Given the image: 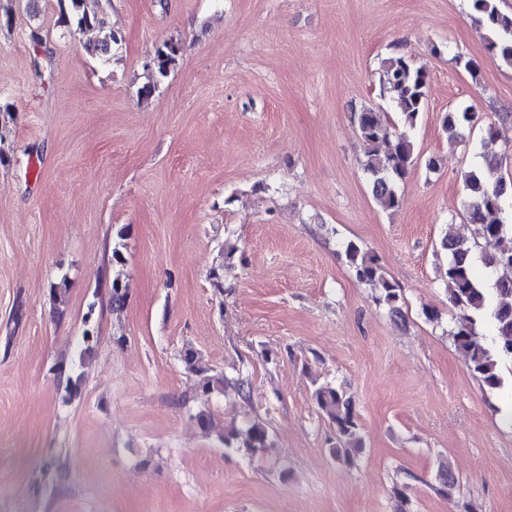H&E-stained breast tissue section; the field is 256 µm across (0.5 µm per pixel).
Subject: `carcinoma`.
<instances>
[{
  "mask_svg": "<svg viewBox=\"0 0 512 512\" xmlns=\"http://www.w3.org/2000/svg\"><path fill=\"white\" fill-rule=\"evenodd\" d=\"M475 21L487 33V48L503 62L512 66V14L502 12L497 0H472ZM64 21L69 31L76 33L104 24L98 0H68ZM122 38L114 34L110 41L86 44L84 49L102 64L112 59L113 47ZM177 47L171 42L159 46L152 63L158 77L168 76L175 64ZM428 72L414 66L402 55H393L382 62L380 86L404 122L414 125L425 110V88ZM475 121V113L469 109L446 113L443 130L448 138L463 140V130ZM354 123L364 145L363 170L371 184L375 200L386 209L399 206V184L417 163L413 142L404 134H395L385 118V113L365 108L354 113ZM386 145L380 151V145ZM480 157L483 164L471 169L465 176L470 201L467 216L475 225L474 244L445 236L441 248L447 251L445 271L448 300L461 312L454 331L451 332L456 347L465 355L470 370L491 390L503 386L500 361L512 360V246L503 245L512 236V226L503 222L501 201L505 196L502 188L512 192V184L492 173L501 165L505 154L498 150L493 131H487L481 140ZM480 253H475V248ZM345 256L356 276L370 283L380 292L379 301L390 310L398 309L399 289L387 276L376 256L362 250L356 243L345 245ZM487 268L511 272L497 277L492 287L481 283L475 271V259ZM489 322L495 331V339L487 343L476 331L477 323ZM182 360L187 369L197 376V386L205 392L223 387L224 377L208 374L199 366L197 352L187 349ZM313 399L329 422L336 429V444L329 448L338 460L353 462L352 452L362 449L360 428L354 413L352 397L340 386L320 384L313 390ZM224 447L242 450L254 455L267 447L269 429L259 421H246L222 438Z\"/></svg>",
  "mask_w": 512,
  "mask_h": 512,
  "instance_id": "obj_1",
  "label": "carcinoma"
}]
</instances>
